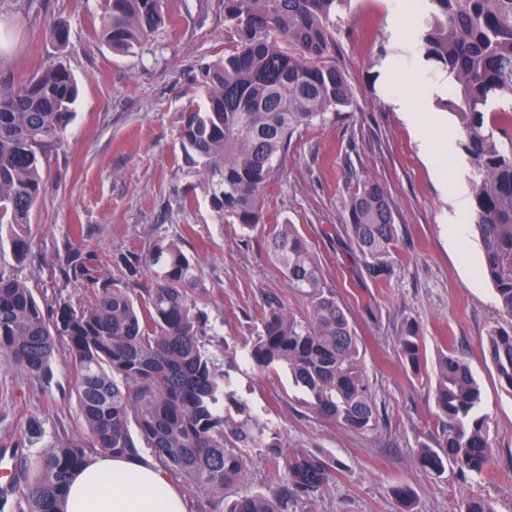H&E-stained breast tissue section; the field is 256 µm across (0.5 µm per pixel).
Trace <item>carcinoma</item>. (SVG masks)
I'll return each mask as SVG.
<instances>
[{
    "instance_id": "cac0c4a2",
    "label": "carcinoma",
    "mask_w": 512,
    "mask_h": 512,
    "mask_svg": "<svg viewBox=\"0 0 512 512\" xmlns=\"http://www.w3.org/2000/svg\"><path fill=\"white\" fill-rule=\"evenodd\" d=\"M350 0H224V22L236 36L224 60L200 67L204 106L182 112L180 138L203 178L219 223L252 231L264 223L268 189L280 177L294 134L331 108L349 107L354 93L330 59L332 17ZM420 48L447 74L441 100L466 134L473 169L472 223L482 239V274L512 318V0H426ZM163 0H102L99 37L132 53L162 23ZM508 105L489 108L491 98ZM77 86L63 65L0 89V230L16 257L29 251L30 215L44 189L48 142L73 118ZM346 224L366 267L380 276L395 250V216L384 187L358 179L344 201ZM288 287L307 300L297 317L267 304L262 331L248 356L262 370L282 368L318 416L355 430H374L379 412L362 367L359 339L307 238L294 224H275L264 239ZM130 277L123 287L101 273L92 254L69 248L71 276L95 286L85 302L59 295L44 307L24 282L0 272V359L47 383L56 338L66 339L73 393L90 438L66 439L27 458L14 478L19 512H57L75 469L98 448L150 456L188 485L220 492L241 477L247 448L284 462L286 482L273 496L246 494L225 512H287L288 499L329 484L335 464L315 454L282 455L276 434L230 394L205 343L207 314L197 262L174 242L117 258ZM155 268L150 284L133 280ZM417 325L406 322L397 346L413 368L422 357ZM497 374L512 390V332L488 341ZM229 402L237 417L224 414ZM481 392L454 351L437 361L439 437L417 460L440 474L446 465L480 476L491 462Z\"/></svg>"
}]
</instances>
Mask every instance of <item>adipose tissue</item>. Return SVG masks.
<instances>
[{"instance_id":"obj_1","label":"adipose tissue","mask_w":512,"mask_h":512,"mask_svg":"<svg viewBox=\"0 0 512 512\" xmlns=\"http://www.w3.org/2000/svg\"><path fill=\"white\" fill-rule=\"evenodd\" d=\"M62 512H188L185 496L173 488L150 456L92 455L71 479Z\"/></svg>"}]
</instances>
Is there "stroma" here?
Listing matches in <instances>:
<instances>
[{"mask_svg": "<svg viewBox=\"0 0 512 512\" xmlns=\"http://www.w3.org/2000/svg\"><path fill=\"white\" fill-rule=\"evenodd\" d=\"M101 3L0 0V87L57 64L79 86L75 117L48 148L30 250L19 260L10 246L0 247V272L25 281L43 305L59 294L85 300L90 286L66 271L74 240L118 281L127 278L116 263L121 253L176 242L200 265L207 348L232 392L268 423L283 449L336 463L329 485L289 502L288 512H402L392 492L398 485L412 489L414 512H461L471 498L512 512V390L487 355L489 332L512 329V320L501 314L494 286L481 273L482 243L468 222L469 157L461 143L443 146L460 126L438 105L448 80L419 47L423 15L406 14L394 0H350L337 14L333 58L355 103L326 111L294 135L282 177L265 200L266 224H294L307 237L360 339L380 422L376 430L356 431L314 414L287 371H263L249 360L266 302L278 300L300 316L306 301L289 288L263 232L216 222L179 138L184 108L205 99L197 82L201 65L234 42L224 0H165V24L124 55L96 36ZM58 24L69 31L63 45L51 35ZM403 99L431 117L429 152L400 117ZM363 176L383 185L397 226V249L379 277L366 269L344 219L348 187ZM409 320L419 327L424 354L416 370L401 362L396 345ZM449 348L465 358L481 390L492 458L479 476L451 466L432 474L416 462L418 449L439 435L435 363ZM52 372L50 382L39 384L0 360V451L11 452L12 467L85 435L65 340L56 342ZM33 416L42 425L36 440L29 437ZM284 480L268 456L249 450L242 478L226 485L212 507L182 479L171 483L186 496L189 512H224L226 502L272 494Z\"/></svg>", "mask_w": 512, "mask_h": 512, "instance_id": "35a3bbf8", "label": "stroma"}]
</instances>
